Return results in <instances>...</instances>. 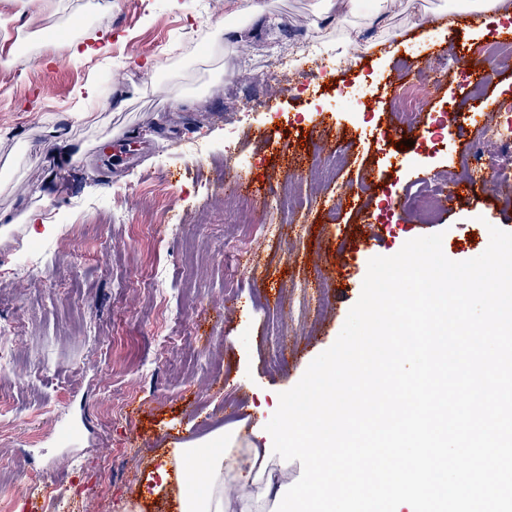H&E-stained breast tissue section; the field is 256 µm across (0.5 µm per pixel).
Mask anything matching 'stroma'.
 Segmentation results:
<instances>
[{"label":"stroma","mask_w":512,"mask_h":512,"mask_svg":"<svg viewBox=\"0 0 512 512\" xmlns=\"http://www.w3.org/2000/svg\"><path fill=\"white\" fill-rule=\"evenodd\" d=\"M51 2L33 16L0 0V215L37 205L53 223L0 233V512H30L18 487L34 476L53 492L37 512H180L177 478L150 471L230 423L250 447L271 419L256 405L334 343L371 258L440 232L465 261L489 226L512 231V191L447 186L425 224L371 184L387 172L409 197L477 146L512 167L476 140L512 66L486 60L478 98L451 80L425 113L453 100L464 118L404 151L394 76L497 38L456 17V0H366L344 19L320 0H256L262 14L237 34L247 0ZM79 17L81 39L107 52L53 59L41 29L63 37ZM293 41L313 52L289 55L293 88L273 92L271 58ZM20 43L29 63L9 64ZM343 86L368 88L364 105L337 102ZM228 166L267 202L289 177L291 220L236 223L238 198L216 186Z\"/></svg>","instance_id":"1"}]
</instances>
